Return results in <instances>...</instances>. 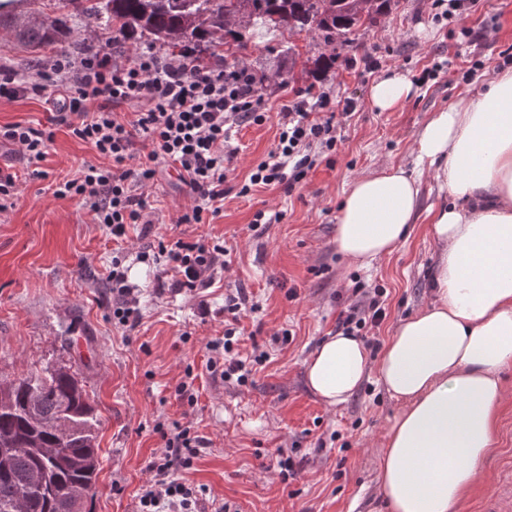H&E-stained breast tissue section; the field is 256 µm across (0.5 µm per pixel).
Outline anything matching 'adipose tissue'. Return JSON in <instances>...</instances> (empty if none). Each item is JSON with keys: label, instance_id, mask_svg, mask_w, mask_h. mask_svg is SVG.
Listing matches in <instances>:
<instances>
[{"label": "adipose tissue", "instance_id": "adipose-tissue-1", "mask_svg": "<svg viewBox=\"0 0 512 512\" xmlns=\"http://www.w3.org/2000/svg\"><path fill=\"white\" fill-rule=\"evenodd\" d=\"M416 174L384 168L357 179L336 215L345 261L366 269L425 218L438 255L433 301L399 322L371 360L358 337L326 338L306 376L327 405L346 403L369 370L403 410L378 454L392 512H461L493 446L512 364V69L487 91L434 112L416 140ZM430 172L442 202L421 206Z\"/></svg>", "mask_w": 512, "mask_h": 512}]
</instances>
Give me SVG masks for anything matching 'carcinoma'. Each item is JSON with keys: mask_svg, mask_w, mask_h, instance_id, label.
I'll list each match as a JSON object with an SVG mask.
<instances>
[{"mask_svg": "<svg viewBox=\"0 0 512 512\" xmlns=\"http://www.w3.org/2000/svg\"><path fill=\"white\" fill-rule=\"evenodd\" d=\"M25 0H0V29L39 55L69 51V37L87 18L111 34L110 45L128 41L159 47L169 54L193 53L203 59L227 47L245 54L253 39L268 31L290 36L319 32L327 39L345 38L359 27L374 25L390 13L397 0H372L361 17L354 0H52L56 16L46 22L20 23ZM245 11L242 28H230L225 15ZM75 426L61 441L46 425L62 417ZM15 451L0 459V512L12 504L32 474L45 470L48 484L34 490L20 512H67V490L94 484L99 471L93 407L78 380L68 370L46 368L18 380L8 405L0 407V440ZM42 448H61L62 456L48 466Z\"/></svg>", "mask_w": 512, "mask_h": 512, "instance_id": "obj_1", "label": "carcinoma"}]
</instances>
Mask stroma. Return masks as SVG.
<instances>
[{
    "label": "stroma",
    "mask_w": 512,
    "mask_h": 512,
    "mask_svg": "<svg viewBox=\"0 0 512 512\" xmlns=\"http://www.w3.org/2000/svg\"><path fill=\"white\" fill-rule=\"evenodd\" d=\"M433 0H398L387 16L349 36L325 43L316 34L293 36L300 54L288 61L279 35L259 37L246 65L280 70L263 91L267 120L237 127L234 170L224 185V208L201 224L184 225L187 238L212 239L227 248V264L214 283L195 292L157 291L156 264L138 254L169 233L190 203L177 173L163 169L146 187L151 228L133 224L113 239L81 204L53 194L96 151L68 128L53 129L48 154L33 176L11 146L0 147V169L16 174L14 205L0 211V379H20L47 367L76 372L94 407L99 471L89 512H136L148 465L164 448L157 423L191 427L204 446L186 479L227 512H390L378 487L377 450L402 405L369 372L340 406H325L310 389L305 361L335 335L339 313L353 300L354 281L386 293L389 313L377 336L432 297L437 249L425 222L370 269L344 262L336 248L339 203L359 177L387 166L413 169L419 131L434 112L456 99L483 93L494 76L512 67V0H478L470 10L440 19ZM371 54L375 69L336 64L322 80L333 88L330 111L358 101L336 152L317 157L293 192L239 190L252 167L275 149L284 71L299 75L312 60ZM400 73L413 91L391 112L374 110L371 86ZM280 213L278 222L253 231L257 211ZM140 291V325L124 330L112 317L113 260ZM242 288L259 300L258 313L240 321V353L269 354L250 384L224 382L207 368L208 344L224 334V296ZM289 331L288 343L271 337ZM192 381L194 402L179 399ZM509 393L482 477L466 493L461 512H485L512 481V366L501 372ZM293 458L295 474L282 478L278 463Z\"/></svg>",
    "instance_id": "obj_1"
}]
</instances>
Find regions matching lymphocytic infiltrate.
Returning <instances> with one entry per match:
<instances>
[{
  "instance_id": "obj_1",
  "label": "lymphocytic infiltrate",
  "mask_w": 512,
  "mask_h": 512,
  "mask_svg": "<svg viewBox=\"0 0 512 512\" xmlns=\"http://www.w3.org/2000/svg\"><path fill=\"white\" fill-rule=\"evenodd\" d=\"M30 95L44 98L51 124L70 128L99 156L110 159L107 167L84 165L78 177L58 183L54 194L79 199L94 223L110 228L116 237L144 219L148 202L142 189L162 165L178 172L195 201L178 216V223L199 224L204 214H218L236 153L229 129L266 119L251 68H228L186 54L163 57L146 48L123 64L99 49L78 60L57 54L35 72L0 79L1 101ZM330 103V92L322 87L293 91L280 112L275 150L252 168L241 194L277 185L292 192L313 166V152L335 151L343 139V121L329 112ZM127 104L139 107L128 118L119 113ZM51 138L50 132L30 125H0V143L16 145L33 167L44 160ZM140 141L151 143L149 153H136ZM224 252L223 246L203 238L171 235L160 237L154 255L165 261L161 277L171 278L177 290L191 292L209 284ZM112 300L118 324L135 329L142 319L139 291L126 285L117 269L112 272ZM259 309L241 288L224 298V336L210 343L208 366L220 368L225 381L245 385L252 364L264 360L259 354L246 361L238 352L236 326L244 313ZM386 317L382 291L365 290L360 303L340 313L336 329L360 337L374 350L379 342L372 332ZM160 436L165 448L149 464L151 477L137 495V512H203L202 487L182 476L199 456L198 435L177 425Z\"/></svg>"
}]
</instances>
